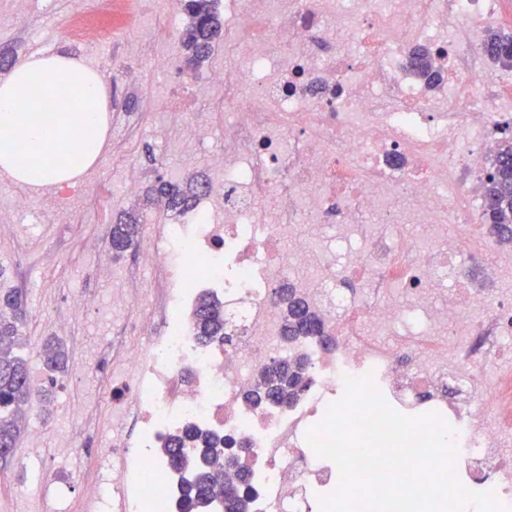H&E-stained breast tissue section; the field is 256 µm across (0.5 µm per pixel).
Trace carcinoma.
Returning a JSON list of instances; mask_svg holds the SVG:
<instances>
[{"instance_id": "carcinoma-1", "label": "carcinoma", "mask_w": 512, "mask_h": 512, "mask_svg": "<svg viewBox=\"0 0 512 512\" xmlns=\"http://www.w3.org/2000/svg\"><path fill=\"white\" fill-rule=\"evenodd\" d=\"M189 17L182 30L181 44L188 52V62L197 64L208 58L223 37L224 25L219 18L217 0H182ZM484 51L503 67L512 68V35L493 32L483 43ZM410 65L414 73L436 81L428 53H412ZM209 181L193 177L180 184L156 178L148 193L165 203L168 215H182L190 210L207 189ZM482 221L503 240L512 241V138L504 141L489 162L483 184ZM139 236V220L133 216L110 227L108 247L119 255L129 250ZM277 305L283 315V337L294 343L303 337H315L328 345L334 340L322 317L305 304L294 288L283 286L277 293ZM25 310L21 294L10 290L0 296V472L10 467L15 452L5 448L18 446L24 433L21 414L41 406L47 393L33 388L26 359L19 354L23 347L20 337ZM195 336L205 345L224 342V310L211 294H204L194 312ZM41 354L50 380L64 372L67 352L62 340H44ZM311 384L309 359L304 354L289 353L273 359L258 372L255 383L244 393L251 406L296 403ZM165 454L175 469L183 473L180 512H212L214 503L224 495V475L221 471L226 458L241 457L237 448H220L218 439L187 427L169 437ZM232 501L229 512H250L254 494L250 471L237 467L236 480L229 485Z\"/></svg>"}]
</instances>
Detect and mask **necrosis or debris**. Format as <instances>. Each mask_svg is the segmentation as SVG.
<instances>
[{
	"mask_svg": "<svg viewBox=\"0 0 512 512\" xmlns=\"http://www.w3.org/2000/svg\"><path fill=\"white\" fill-rule=\"evenodd\" d=\"M511 1L354 0L347 22L343 0H224V43L242 63L209 75L224 86V148L210 159L223 179L183 223L147 234L158 327L120 339L111 440L92 470L77 458L70 471L80 512H179L163 448L188 425L248 442L255 512H319L339 474L306 435L344 377L367 374L390 407L452 425L458 479L512 512V247L475 221L495 131L512 125V75L480 46ZM417 47L436 87L409 70ZM285 282L336 344L294 343L308 389L251 407L258 370L289 349ZM205 292L236 325L232 344L198 343Z\"/></svg>",
	"mask_w": 512,
	"mask_h": 512,
	"instance_id": "1",
	"label": "necrosis or debris"
}]
</instances>
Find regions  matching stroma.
I'll return each instance as SVG.
<instances>
[{"label":"stroma","mask_w":512,"mask_h":512,"mask_svg":"<svg viewBox=\"0 0 512 512\" xmlns=\"http://www.w3.org/2000/svg\"><path fill=\"white\" fill-rule=\"evenodd\" d=\"M82 7V0H37L19 18L13 0H0V58L15 62L36 52L69 51L98 71L110 72L112 124L120 130L119 136L110 137L104 158L89 173L90 191L78 196L64 189L62 218L47 215L42 191L29 192L27 208L15 210L20 189L0 180V291L16 288L23 293V353L28 366L43 369L40 350L49 336L60 338L69 355L68 372L51 389L53 411L32 412L30 419L31 429L42 434L43 447L54 449L45 463L58 474L67 472L72 452L90 458L109 441L112 383L102 375L101 365L113 355L109 341L119 321L112 313V291L124 287L125 281L118 272L108 277L98 274L100 257L108 251V229L125 212L139 216L145 227L167 221L162 209L144 194L125 195L124 184L133 175L147 186L159 176L180 182L207 171L210 156L224 147L220 109L224 90L209 84L206 74L239 62L235 52L219 45L200 66L188 65L180 28L158 34L170 14L182 12L180 0H153L147 10L129 5L124 18L104 25L89 43L74 38L69 29ZM128 54L135 55L140 71L135 85L116 72ZM167 54L177 55L184 63L185 78L196 83L194 113L160 108L175 91L171 78L155 67L156 57ZM192 116L205 120L211 134L187 146L174 134ZM77 296L91 299L92 306L75 319L69 302ZM85 403L93 404L94 412L82 418L73 408ZM77 431L83 441L74 451L67 440ZM28 453L27 445H19L9 470L0 474V512H39L38 499L24 487L23 459Z\"/></svg>","instance_id":"stroma-1"}]
</instances>
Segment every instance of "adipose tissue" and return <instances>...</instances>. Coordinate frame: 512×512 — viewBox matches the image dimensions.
I'll return each mask as SVG.
<instances>
[{
	"mask_svg": "<svg viewBox=\"0 0 512 512\" xmlns=\"http://www.w3.org/2000/svg\"><path fill=\"white\" fill-rule=\"evenodd\" d=\"M110 124L109 92L83 58L22 57L0 79V175L32 190L72 184L101 161Z\"/></svg>",
	"mask_w": 512,
	"mask_h": 512,
	"instance_id": "obj_1",
	"label": "adipose tissue"
}]
</instances>
